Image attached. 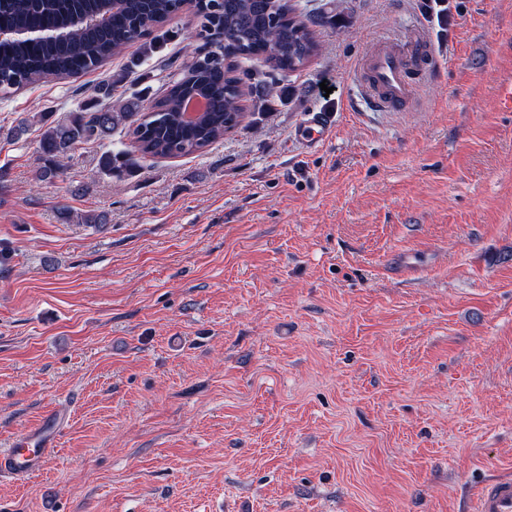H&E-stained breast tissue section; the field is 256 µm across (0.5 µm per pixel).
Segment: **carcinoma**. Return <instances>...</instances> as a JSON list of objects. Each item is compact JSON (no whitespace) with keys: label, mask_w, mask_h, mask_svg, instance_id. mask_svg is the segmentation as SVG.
Masks as SVG:
<instances>
[{"label":"carcinoma","mask_w":512,"mask_h":512,"mask_svg":"<svg viewBox=\"0 0 512 512\" xmlns=\"http://www.w3.org/2000/svg\"><path fill=\"white\" fill-rule=\"evenodd\" d=\"M182 6L183 0H124L114 12L109 0H3L0 25L18 37L0 42V92L35 85L48 76L86 74L136 42L148 55ZM100 12L110 14L101 27L75 23ZM201 17L205 44L150 107L136 97L112 111L114 83L107 82L98 86L94 103L61 120L45 113L18 125L16 137L32 123L41 125L39 181L55 183L77 148L89 142L105 147L98 170L110 179L133 171L140 157L176 158L204 151L249 116L243 111L244 96L259 103L258 114L272 111L267 89L275 83L274 74L309 62L318 51L315 28L328 24L332 15L319 9L299 12L288 0H210ZM243 60L260 61L263 68L240 70L237 63ZM198 96L207 98L210 108L191 120L184 105ZM118 134L132 136L135 152L112 149ZM59 218L94 227L106 222L103 214L69 210L60 211Z\"/></svg>","instance_id":"1"}]
</instances>
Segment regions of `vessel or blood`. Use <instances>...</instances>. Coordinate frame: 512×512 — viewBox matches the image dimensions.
<instances>
[{"label":"vessel or blood","mask_w":512,"mask_h":512,"mask_svg":"<svg viewBox=\"0 0 512 512\" xmlns=\"http://www.w3.org/2000/svg\"><path fill=\"white\" fill-rule=\"evenodd\" d=\"M420 33H412L408 43L390 40L374 42L368 49L358 73L359 83L375 108L397 112L412 100L415 84L412 73L425 58ZM336 116L331 112H311L298 128L297 138L309 148L320 146L334 132ZM61 414L51 408L43 412L39 423L16 441L12 448L0 451V474L23 477L39 468L55 446ZM476 512H512V480H496L476 491Z\"/></svg>","instance_id":"vessel-or-blood-1"}]
</instances>
